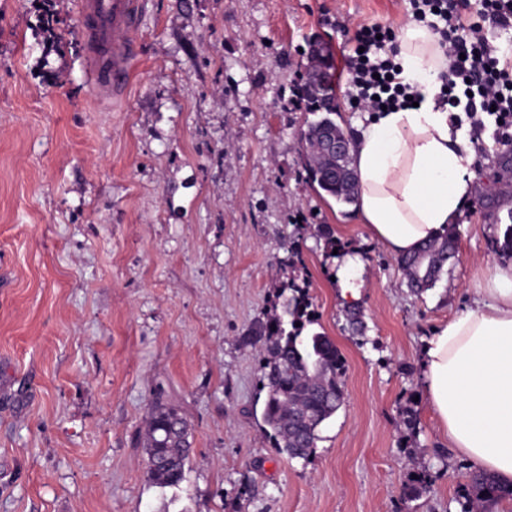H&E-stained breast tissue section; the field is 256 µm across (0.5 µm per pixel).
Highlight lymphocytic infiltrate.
Listing matches in <instances>:
<instances>
[{"label":"lymphocytic infiltrate","instance_id":"obj_1","mask_svg":"<svg viewBox=\"0 0 512 512\" xmlns=\"http://www.w3.org/2000/svg\"><path fill=\"white\" fill-rule=\"evenodd\" d=\"M421 20L437 18L439 44L448 57L440 77L437 100L449 111L464 113L477 129L492 117L493 140L512 150V65L502 62L498 47L487 36L489 28L512 27V0H411ZM393 36L374 25L354 35L355 53L347 56V81L356 104L368 111L408 107L409 85L386 46Z\"/></svg>","mask_w":512,"mask_h":512}]
</instances>
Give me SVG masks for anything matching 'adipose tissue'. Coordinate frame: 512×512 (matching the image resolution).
Listing matches in <instances>:
<instances>
[{
  "label": "adipose tissue",
  "mask_w": 512,
  "mask_h": 512,
  "mask_svg": "<svg viewBox=\"0 0 512 512\" xmlns=\"http://www.w3.org/2000/svg\"><path fill=\"white\" fill-rule=\"evenodd\" d=\"M396 61L418 105L366 116L351 155L355 216L391 255L442 238L473 193L474 153L466 127L451 126L436 101L448 59L431 27L407 22ZM422 376L439 429L478 471L512 487V261L497 265L473 307L426 342Z\"/></svg>",
  "instance_id": "obj_1"
}]
</instances>
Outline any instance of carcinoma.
<instances>
[{
  "label": "carcinoma",
  "mask_w": 512,
  "mask_h": 512,
  "mask_svg": "<svg viewBox=\"0 0 512 512\" xmlns=\"http://www.w3.org/2000/svg\"><path fill=\"white\" fill-rule=\"evenodd\" d=\"M303 96L308 111L318 119L300 130L301 144H313L325 127L348 136L331 118L334 111L330 104L335 97L331 87L309 80ZM307 157L309 178L317 185L318 193L340 204L352 203L355 192L330 175L333 162L310 152ZM455 254V237L450 232L442 240L426 242L401 258L410 292L418 296L433 288ZM279 298L280 312L258 323L252 337L265 352L261 366L262 389L266 390L262 419L279 452L291 459H306L317 448L321 426L344 402L346 365L336 344L310 329L318 323V315L312 309L307 286L293 285ZM189 437V423L179 410L155 400L141 440L151 462L148 477L153 484L162 489L180 487L191 453ZM503 499H512V488L499 485L485 472L474 471L463 487L461 512H488V505Z\"/></svg>",
  "instance_id": "cac0c4a2"
}]
</instances>
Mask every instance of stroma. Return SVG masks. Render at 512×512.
<instances>
[{"label": "stroma", "instance_id": "stroma-1", "mask_svg": "<svg viewBox=\"0 0 512 512\" xmlns=\"http://www.w3.org/2000/svg\"><path fill=\"white\" fill-rule=\"evenodd\" d=\"M80 2L0 0V512H460L471 468L437 428L420 360L502 260L512 153L482 132L458 257L416 296L398 258L308 179L297 132L312 115L288 103L318 42L335 119L354 131L350 33L400 31L410 0H143L115 105L93 88ZM321 224L363 262L367 345ZM293 281L346 360L344 403L305 460L264 429L248 338ZM159 397L190 424L177 489L149 481L140 444ZM422 471L430 485L405 499Z\"/></svg>", "mask_w": 512, "mask_h": 512}]
</instances>
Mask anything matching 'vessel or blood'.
<instances>
[{"instance_id": "1", "label": "vessel or blood", "mask_w": 512, "mask_h": 512, "mask_svg": "<svg viewBox=\"0 0 512 512\" xmlns=\"http://www.w3.org/2000/svg\"><path fill=\"white\" fill-rule=\"evenodd\" d=\"M142 0H81V33L98 94L120 97L133 61L129 34L139 25Z\"/></svg>"}]
</instances>
